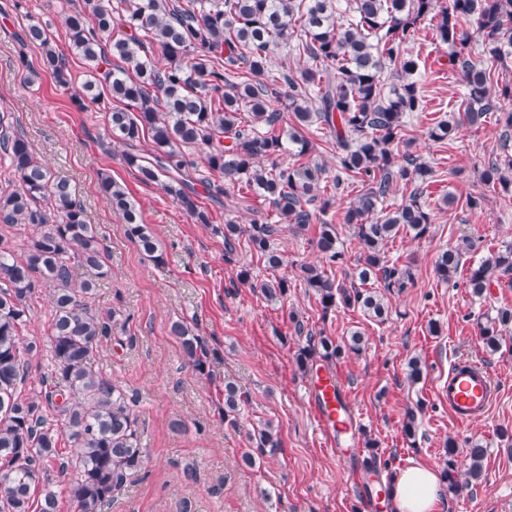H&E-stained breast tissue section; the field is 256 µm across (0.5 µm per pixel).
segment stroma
I'll use <instances>...</instances> for the list:
<instances>
[{
	"label": "stroma",
	"mask_w": 512,
	"mask_h": 512,
	"mask_svg": "<svg viewBox=\"0 0 512 512\" xmlns=\"http://www.w3.org/2000/svg\"><path fill=\"white\" fill-rule=\"evenodd\" d=\"M14 1L0 0V106L14 114L37 157L77 187L90 222L103 235L112 276L101 282L91 305L116 315L94 362L135 399L146 454L141 475L115 492L102 512H391L390 497L378 496V483L364 476L367 441L377 442L388 461L381 472L386 479L413 463L443 470L447 443L463 449L472 439L488 449L482 475L458 493L444 492L442 512H512V326L501 329L494 352L480 336L481 324L497 308L512 306V279L484 299L472 297L466 286L470 263L512 242V197L481 178L485 157L500 150L502 127L494 116L479 126L462 123L465 88L448 61V44L425 27L407 45L419 64L415 78L426 105L406 117L399 150L421 157L433 171L426 198L433 224L423 238L403 232L386 245L388 258L411 266L413 280L388 295V317L379 323L357 309L322 313L317 295L305 287L302 266L322 262L318 223L285 225L273 242L285 264L274 272L250 251L245 235L253 220L276 221L268 200L240 199L233 188L220 205L200 196L198 205L209 215L200 224L159 185L141 182L125 160V146L107 131V104L76 101L88 66L72 52L66 34L70 0H18V9ZM31 16L47 23L56 50L67 55L69 85L58 84L44 68L40 48L17 43ZM453 119L461 123L456 139H428L431 123ZM311 140L312 152L299 157L295 145H288L277 164H318L325 177H334L335 141L322 130ZM104 174L135 202L161 245L163 265L127 236L122 218L99 192ZM356 192V183L345 184L326 215L345 254L331 276L343 282L350 281L361 255L345 222ZM447 196L452 204H444ZM473 198L478 206H470ZM229 221L242 229L230 249L224 244ZM466 239L473 244L466 264L442 280L435 271L438 255ZM244 268L251 283L239 278ZM277 274L287 278L288 292L267 298L259 285ZM51 314L49 293L41 291L24 333L25 341L38 346L31 363L35 377L47 369ZM176 321L203 338L211 352L207 374L193 370L170 335ZM356 331L364 337L362 350L345 352L332 368L357 410L359 444L336 452L311 413L312 371L300 367L296 354L308 335L324 334L341 344ZM414 357L423 367L416 382L408 377ZM458 359L491 372L496 395L482 422L457 423L439 391ZM228 376L244 399L235 427L224 420ZM411 413L416 432L409 438L403 427ZM267 422L278 432L279 448L253 467L242 466L249 433ZM189 467L195 473L190 480L184 474Z\"/></svg>",
	"instance_id": "1"
}]
</instances>
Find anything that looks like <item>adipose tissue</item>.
Returning <instances> with one entry per match:
<instances>
[{
    "label": "adipose tissue",
    "mask_w": 512,
    "mask_h": 512,
    "mask_svg": "<svg viewBox=\"0 0 512 512\" xmlns=\"http://www.w3.org/2000/svg\"><path fill=\"white\" fill-rule=\"evenodd\" d=\"M394 512H441L442 487L438 473L423 465L402 469L393 481Z\"/></svg>",
    "instance_id": "obj_1"
}]
</instances>
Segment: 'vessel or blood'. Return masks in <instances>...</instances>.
<instances>
[{"instance_id":"obj_1","label":"vessel or blood","mask_w":512,"mask_h":512,"mask_svg":"<svg viewBox=\"0 0 512 512\" xmlns=\"http://www.w3.org/2000/svg\"><path fill=\"white\" fill-rule=\"evenodd\" d=\"M441 390L448 402L449 414L462 424L484 420L495 394L490 372L466 360L452 364ZM309 403L329 438L356 442L357 417L337 373L328 371L317 377L309 391Z\"/></svg>"}]
</instances>
